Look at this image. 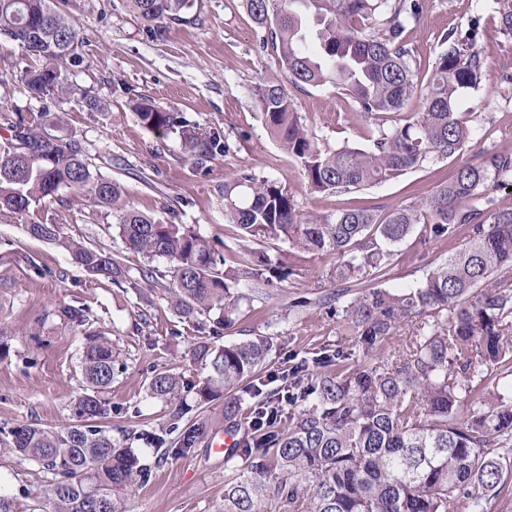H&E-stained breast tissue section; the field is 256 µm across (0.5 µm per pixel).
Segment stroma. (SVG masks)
I'll return each mask as SVG.
<instances>
[{
    "label": "stroma",
    "mask_w": 512,
    "mask_h": 512,
    "mask_svg": "<svg viewBox=\"0 0 512 512\" xmlns=\"http://www.w3.org/2000/svg\"><path fill=\"white\" fill-rule=\"evenodd\" d=\"M66 11L80 28V51L91 63L73 80L106 101L108 111L30 98L19 79L25 59L14 44L0 40V135L17 119L64 113L66 132L82 141L104 176L121 185L124 205L162 221L176 219L216 249L234 236L233 225L224 220L223 190L225 180L241 169L286 186L304 212L330 218L364 201L387 213L450 178L459 162H427L358 193L315 191L268 134L252 96L255 84L283 72L275 52L260 49V32L240 0H201L198 21L169 24L160 39L150 36L146 23L122 0H68ZM475 18L484 29L478 48L487 62L486 75L481 87L462 93L455 106L471 129L463 157L469 162L491 148L512 151V89L500 84L501 74L512 72V41L496 30L494 0H425L420 18L406 32L423 80L440 52L439 34ZM130 93L183 113L199 127L223 131L233 152L195 168L178 137L160 140L141 126L126 104ZM290 95L303 124L327 148L366 146L351 99L335 87L294 89ZM34 223H52L63 235L121 252L130 269L151 263L126 248L101 209L70 195L23 217L0 211V342L9 348L0 359V512H39L43 483L34 464L6 452V430L70 423V405L83 391L78 363L85 337L54 317L37 323L43 311L63 301L86 307L93 330L111 338L119 373L106 394L112 406L106 429L115 446L125 445L130 429H159L172 419L173 405L145 395L154 370L167 366L189 379L198 376L188 350L201 331L180 321L162 292L143 295L86 273L55 244L29 236L24 227ZM460 244L455 238L423 245L407 237L394 245L391 266L374 284L415 286ZM267 250L292 265L293 275L274 283L266 301L240 305L234 325L221 331L217 343L275 336V371L285 369L292 352L309 358L326 341L351 346V336L339 332L323 301L338 288L330 276L335 255L282 242L268 244ZM209 443L205 436L189 452L170 453L131 497L130 512H212L224 496V459Z\"/></svg>",
    "instance_id": "35a3bbf8"
}]
</instances>
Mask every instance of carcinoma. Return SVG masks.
<instances>
[{"mask_svg":"<svg viewBox=\"0 0 512 512\" xmlns=\"http://www.w3.org/2000/svg\"><path fill=\"white\" fill-rule=\"evenodd\" d=\"M60 2L0 0V38L30 58L20 75L30 97L102 112L106 104L71 79L88 62L79 52L80 29ZM124 2L154 38L170 23L195 19L199 6ZM241 2L262 32L261 48L278 55L288 77L286 85L256 84L254 99L272 138L314 190L360 192L461 153L470 129L454 103L483 81L479 21L441 33V51L420 87L406 30L420 17L422 0ZM495 3L498 32L512 39V0ZM328 83L354 102L369 128L368 147L323 149L294 112L288 88ZM416 94L420 112L398 119ZM129 103L146 130L178 135L198 168L233 151L216 128L202 130L145 98ZM508 182L512 152L492 150L382 220L368 205L324 219L303 213L277 181L242 170L224 181V218L236 226L229 271L224 255L193 229L121 204L120 185L95 168L76 137L20 119L0 144V210L24 216L63 191L111 210L126 246L167 261L164 283L151 267L130 277L119 254L63 237L55 224H27L25 231L62 248L89 274L135 290L162 287L187 322L211 318L228 328L240 301L269 299L273 279L292 271L260 248L265 241L336 255L332 275L345 292L359 289L342 303L326 297L336 302V324L353 336L352 346L319 344L278 388L262 377L277 348L267 335L222 345L199 338L190 349L198 380L158 370L148 381L149 397L181 405L166 429L129 433L157 450L174 433L185 453L209 428L201 418L183 421L189 393L201 402L225 394L224 431L238 441L224 454L229 474L218 512H457L460 504L463 512H487L512 480V385L494 403L486 397L489 381L512 376V207L490 193ZM416 230L425 242L463 230L465 241L414 287L367 285L391 265V247ZM54 315L74 329L88 322L85 309L69 304ZM404 325L403 344L388 348ZM80 367L85 391L72 407L73 423L12 427L9 445L43 473L48 512H128L129 496L147 482L151 465L140 449L116 447L101 425L112 414L104 397L117 375L112 342L89 338Z\"/></svg>","mask_w":512,"mask_h":512,"instance_id":"cac0c4a2","label":"carcinoma"}]
</instances>
